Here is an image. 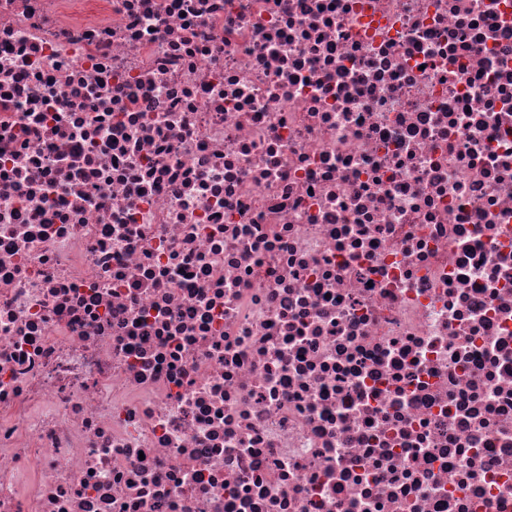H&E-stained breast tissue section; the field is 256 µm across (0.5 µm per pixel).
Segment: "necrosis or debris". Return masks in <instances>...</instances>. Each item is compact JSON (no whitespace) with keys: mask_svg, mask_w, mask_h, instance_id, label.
Segmentation results:
<instances>
[{"mask_svg":"<svg viewBox=\"0 0 512 512\" xmlns=\"http://www.w3.org/2000/svg\"><path fill=\"white\" fill-rule=\"evenodd\" d=\"M0 512H512V0H0Z\"/></svg>","mask_w":512,"mask_h":512,"instance_id":"obj_1","label":"necrosis or debris"}]
</instances>
